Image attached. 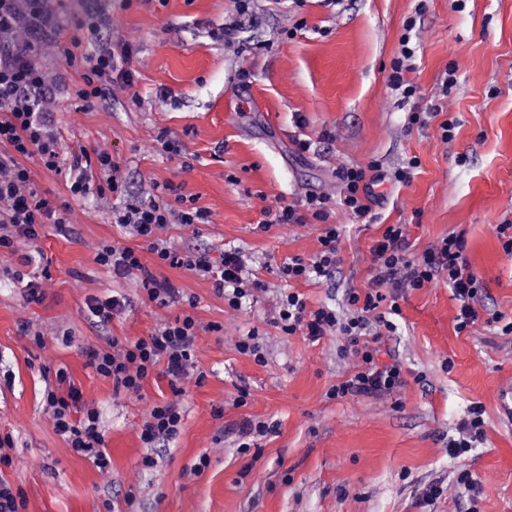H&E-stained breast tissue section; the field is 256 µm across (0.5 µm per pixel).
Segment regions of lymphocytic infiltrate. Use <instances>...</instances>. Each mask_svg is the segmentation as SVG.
<instances>
[{"instance_id":"lymphocytic-infiltrate-1","label":"lymphocytic infiltrate","mask_w":512,"mask_h":512,"mask_svg":"<svg viewBox=\"0 0 512 512\" xmlns=\"http://www.w3.org/2000/svg\"><path fill=\"white\" fill-rule=\"evenodd\" d=\"M17 0H0V249L16 255L20 264H28L37 251L44 225L65 226L66 218L41 194L26 158L38 157L48 171H59L68 162L74 176L68 189L78 199L90 194L124 198L122 207L113 209L112 221L132 228L150 241L158 265L183 268L211 278L213 289L223 296L229 308L241 309L246 297L261 289L262 281L246 274V263L239 250L210 248L177 250L162 237L173 224L190 227L208 223L210 214L198 207L195 196L185 194L182 184L167 181L156 185L146 199H128V185L119 162L106 151L89 155L87 150L65 151L61 142L49 135L40 118L41 103L37 93L43 86L41 71L29 57L28 48H8L9 35L22 27ZM133 48L118 42L83 56L86 71L83 84L75 94L83 101L101 98L117 89H129L134 75L130 69ZM380 166L339 164L336 181L340 187V208L353 224L369 222L375 183L384 180ZM331 196L309 195L295 204L282 203L263 211L259 229L271 225H299L306 219L321 224V248L311 257L294 256L278 269L281 281L330 279L340 259V231L333 224ZM405 224L387 225L371 248L369 288L349 289L345 311L326 305L309 307L298 292L281 295L276 326L286 336L300 334L311 341L327 336L340 339L339 354L352 360V371L327 392L332 400L357 396H377L400 391L407 383L404 367L398 360L381 361L384 339L391 335L400 315L399 293L420 289L446 280L457 302L455 329L464 332L479 320L484 304L482 280L472 269L466 255L463 235L448 234L423 252H414ZM95 260L123 277L137 275L149 301L168 306L179 291L164 278L157 277L130 247L111 242L99 243ZM200 324L193 313L162 321L152 333L133 340L111 339L107 348H85L87 365L111 380L114 392L139 393L144 382L156 371H163L172 390L170 399L156 403L141 430L146 447L153 448L174 440L181 431L183 415L179 397L182 382L195 364V340ZM56 388L47 390L46 408L55 431L75 452L99 467H107L104 435L95 411L79 413L80 389L71 381L66 369L55 372ZM485 411L471 404L461 420L457 434L448 440V455L459 459L481 443L485 436Z\"/></svg>"}]
</instances>
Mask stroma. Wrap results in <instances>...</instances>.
I'll return each mask as SVG.
<instances>
[{
    "mask_svg": "<svg viewBox=\"0 0 512 512\" xmlns=\"http://www.w3.org/2000/svg\"><path fill=\"white\" fill-rule=\"evenodd\" d=\"M48 6L56 28L36 61L46 76L43 109L63 146L110 152L142 199L155 184L184 182L211 221L170 225L165 239L179 249L238 248L266 289L230 309L209 278L157 265L148 240L113 224L111 197L77 200L64 174L26 159L72 231L46 225L27 268L44 279L42 302L25 300L15 258L0 256V440L10 441L0 447L9 458L0 463V478L23 491L24 512H468V496L454 488L457 464L447 443L474 402L486 421L485 440L466 459L481 490L479 512H512V416L504 410L512 394V334L483 320L456 332L446 283L408 291L387 339L407 370L404 391L330 400L328 389L352 369L336 338L313 342L275 326L277 268L288 257L316 253L321 227L256 228L263 208L334 192L339 163L377 162L388 179L374 188L371 223L345 226L331 280L298 281L294 290L309 306L344 307L348 289L367 287L370 249L385 227L406 224L419 253L448 233H463L486 307L512 321V258L496 235L497 225L512 223V0H254L250 19L236 17L231 0ZM89 14L101 29L85 52L109 39L130 43L134 86L86 103L73 94L82 72L61 52L76 21ZM410 18L423 36L408 74L418 93L406 100L388 76ZM299 20L304 29L288 37ZM227 21L239 24V41L230 46L215 36ZM242 68L255 74L246 87L238 80ZM450 72L456 84L436 121L410 124L411 113L438 105V87ZM163 87L169 100L156 95ZM446 120L457 129L445 142L439 124ZM163 129L181 137V154L164 151L157 140ZM326 131L332 140L323 139ZM301 139L311 142L309 151H300ZM414 156L420 166L411 182L390 181ZM231 175L237 184L228 183ZM103 241L134 248L179 289V301L158 306L137 276L119 278L96 263L94 248ZM114 292L126 297V309L107 327L91 324L87 299ZM188 310L201 325L195 365L205 380L185 386L177 438L149 449L141 428L152 406L171 398L168 378L156 373L139 393L118 394L82 350L106 347L112 336L148 335ZM252 330L264 350L261 365L236 348ZM37 332L43 344L34 342ZM60 367L81 390V409L99 416L107 469L69 448L44 409L43 391ZM242 386L250 396L241 406ZM247 418L276 425L258 439L257 456L239 449V424ZM202 454L209 465L197 474L193 464ZM147 456L154 466L143 465ZM434 483L446 492L426 501Z\"/></svg>",
    "mask_w": 512,
    "mask_h": 512,
    "instance_id": "stroma-1",
    "label": "stroma"
}]
</instances>
